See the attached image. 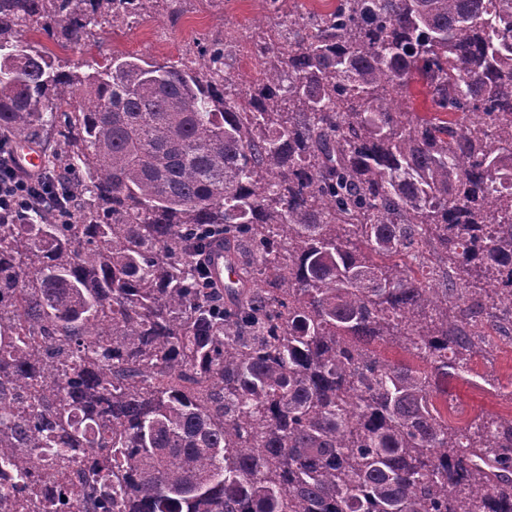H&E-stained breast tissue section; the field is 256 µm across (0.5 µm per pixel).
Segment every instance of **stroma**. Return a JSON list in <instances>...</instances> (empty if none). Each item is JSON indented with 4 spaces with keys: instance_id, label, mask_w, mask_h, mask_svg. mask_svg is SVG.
<instances>
[{
    "instance_id": "obj_1",
    "label": "stroma",
    "mask_w": 512,
    "mask_h": 512,
    "mask_svg": "<svg viewBox=\"0 0 512 512\" xmlns=\"http://www.w3.org/2000/svg\"><path fill=\"white\" fill-rule=\"evenodd\" d=\"M327 8L326 0H284L280 11L273 15L266 0H180L178 11L173 14L164 0H148L130 18L115 19L102 13L97 24L92 25L85 46L77 49L36 29L25 30L20 39L65 66L100 63L106 57L121 54L181 65L198 60L203 46L221 40L227 45L225 71L246 86L262 74L263 64L254 53L253 42L267 27L284 29L289 14L323 12ZM476 369L484 375V382L476 384L460 377L448 382L454 397L449 418L462 430L479 414H512V401L489 385L493 379L504 385L512 382V342L491 337Z\"/></svg>"
}]
</instances>
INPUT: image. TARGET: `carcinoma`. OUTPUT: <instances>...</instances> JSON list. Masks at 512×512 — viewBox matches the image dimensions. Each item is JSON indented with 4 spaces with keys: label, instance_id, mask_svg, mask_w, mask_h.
Masks as SVG:
<instances>
[{
    "label": "carcinoma",
    "instance_id": "obj_1",
    "mask_svg": "<svg viewBox=\"0 0 512 512\" xmlns=\"http://www.w3.org/2000/svg\"><path fill=\"white\" fill-rule=\"evenodd\" d=\"M144 2L0 0V53ZM290 25L246 90L221 41L196 68L0 63V146L37 144L74 208L0 213V512L37 486L47 512H512V416L448 420L512 324V0ZM205 224L239 272L222 303Z\"/></svg>",
    "mask_w": 512,
    "mask_h": 512
}]
</instances>
